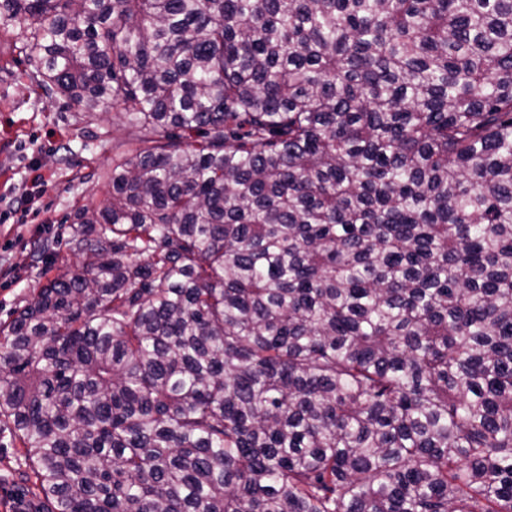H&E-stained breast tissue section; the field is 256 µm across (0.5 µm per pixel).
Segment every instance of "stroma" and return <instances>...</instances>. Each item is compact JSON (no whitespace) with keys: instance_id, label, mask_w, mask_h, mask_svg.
I'll use <instances>...</instances> for the list:
<instances>
[{"instance_id":"1","label":"stroma","mask_w":512,"mask_h":512,"mask_svg":"<svg viewBox=\"0 0 512 512\" xmlns=\"http://www.w3.org/2000/svg\"><path fill=\"white\" fill-rule=\"evenodd\" d=\"M33 64L20 60L0 38V322L30 301L58 269H79L81 257L66 245L73 213L102 204L107 188L97 172L112 165L129 138L118 105L91 116L46 96ZM44 184L33 205L17 208L16 195L35 175ZM21 449L0 432V512H33L36 501L20 478Z\"/></svg>"}]
</instances>
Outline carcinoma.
I'll return each mask as SVG.
<instances>
[{
    "label": "carcinoma",
    "mask_w": 512,
    "mask_h": 512,
    "mask_svg": "<svg viewBox=\"0 0 512 512\" xmlns=\"http://www.w3.org/2000/svg\"><path fill=\"white\" fill-rule=\"evenodd\" d=\"M129 129L0 323L36 512H512V0H0Z\"/></svg>",
    "instance_id": "1"
}]
</instances>
